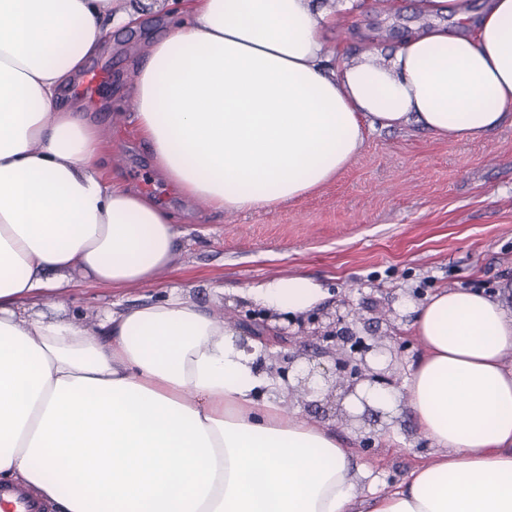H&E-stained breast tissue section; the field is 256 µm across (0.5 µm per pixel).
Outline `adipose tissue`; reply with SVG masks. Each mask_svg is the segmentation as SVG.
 <instances>
[{
    "instance_id": "1",
    "label": "adipose tissue",
    "mask_w": 512,
    "mask_h": 512,
    "mask_svg": "<svg viewBox=\"0 0 512 512\" xmlns=\"http://www.w3.org/2000/svg\"><path fill=\"white\" fill-rule=\"evenodd\" d=\"M356 0H158L171 18L134 70L155 168L217 212L271 211L335 178L377 129L479 139L512 117V0H423L433 24L389 55L323 39ZM450 24H443V17ZM130 0H0V478L57 512H512V309L445 288L416 310L422 356L399 390L436 455L363 489L353 451L289 408L224 319L170 290L83 319L27 300L80 276L132 288L167 268L172 211L108 168L111 142L65 85L133 24ZM276 310L321 299L267 283Z\"/></svg>"
}]
</instances>
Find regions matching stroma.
Returning a JSON list of instances; mask_svg holds the SVG:
<instances>
[{"mask_svg":"<svg viewBox=\"0 0 512 512\" xmlns=\"http://www.w3.org/2000/svg\"><path fill=\"white\" fill-rule=\"evenodd\" d=\"M419 2L399 0L392 15L367 4L352 9L340 26L327 30V44L342 58L384 52L418 26ZM166 27V15L150 10L134 28L106 33L99 53L85 64L86 71L104 73V81L89 97L82 92L84 74L77 75L72 98L111 139V165L178 215L182 234L175 260L150 285L113 290L84 284L40 300L47 314H75L93 328L111 305H142L179 288L210 314L234 309L252 326L287 328L312 351L319 341L300 336L298 317L272 313L250 294L260 284L301 275L325 293L315 310L320 325L335 313L348 316L358 336L385 337L397 325L404 348L386 349L382 363L401 378L422 355L411 332L415 310L436 290L499 293L512 307L511 124L476 140H442L416 126L378 130L351 165L313 193L271 212H214L183 198L156 172L135 137L130 111L112 108L129 90L143 45ZM286 401L346 440L375 488L404 481L415 465L433 457L404 406L376 427L394 434L393 444L364 448L359 409L326 418L300 394L287 393Z\"/></svg>","mask_w":512,"mask_h":512,"instance_id":"stroma-1","label":"stroma"}]
</instances>
